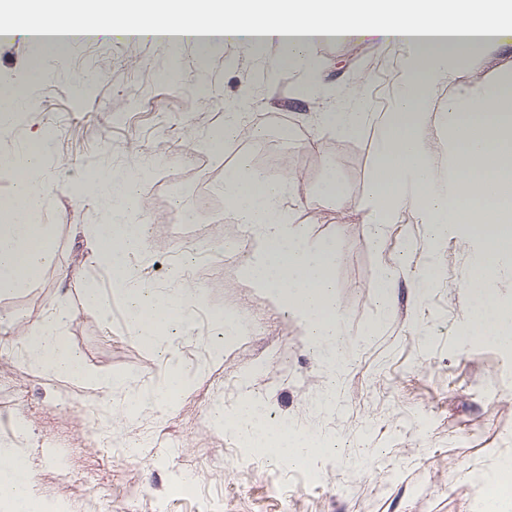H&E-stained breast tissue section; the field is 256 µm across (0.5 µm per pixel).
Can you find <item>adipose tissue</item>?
<instances>
[{
  "instance_id": "obj_1",
  "label": "adipose tissue",
  "mask_w": 512,
  "mask_h": 512,
  "mask_svg": "<svg viewBox=\"0 0 512 512\" xmlns=\"http://www.w3.org/2000/svg\"><path fill=\"white\" fill-rule=\"evenodd\" d=\"M105 0H29L0 8V23L35 33L48 15L84 34L94 29ZM116 36L151 37L209 45L213 39L251 51L276 45L282 61L299 71L319 70L310 47L320 41H349L377 31L383 44L398 42L411 53L386 112L380 113L373 142L374 166L361 201L364 221L376 244L387 226L405 214L423 224L428 246L454 234L472 241L470 340L512 351V303L498 302L491 284L512 267V68L493 81L471 85L469 72L485 70L496 51L512 46V0H120L111 10ZM441 113L448 134V168L439 170L425 136L428 115ZM51 146L42 137L21 151L0 157V169L14 174L16 190L0 199V292L31 287L55 248L51 225L42 223L47 194L42 157ZM225 218L248 242L242 268L246 279L298 319L330 373L346 363L329 245L311 240L299 218V181L270 179L241 159L220 185ZM143 183L122 169L92 172L84 192L98 198L111 220L87 236L98 266L110 276L112 292L96 284L84 288L88 310L109 319L112 294L126 305V324L149 344L161 343L167 328L185 319L197 303L194 289L163 296L148 288L132 261L147 249L148 227L129 222L126 205L142 199ZM66 312L55 309L33 328L26 356L44 373L87 379L108 395L122 398L126 413L141 406L171 405L186 386L184 369L168 357L163 377L138 394L124 379L87 376L79 354L63 337ZM253 399L232 410L216 404L219 428L256 441L269 453L297 461L312 457L321 441L308 434L263 430ZM18 451L0 452V512H45L19 463Z\"/></svg>"
}]
</instances>
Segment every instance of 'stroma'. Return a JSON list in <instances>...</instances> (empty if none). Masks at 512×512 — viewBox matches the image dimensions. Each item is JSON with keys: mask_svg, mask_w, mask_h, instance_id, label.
I'll return each mask as SVG.
<instances>
[{"mask_svg": "<svg viewBox=\"0 0 512 512\" xmlns=\"http://www.w3.org/2000/svg\"><path fill=\"white\" fill-rule=\"evenodd\" d=\"M36 49L22 30L0 41V91L20 90L28 99L20 130L0 137V155L43 128L56 134L44 166L51 203L43 215L54 227L55 251L31 288L0 294V315L14 318L0 332V391L12 390L0 403L12 431L0 443L20 450L36 495L61 512H474L471 473L492 474L512 458V354L463 339L471 322L468 241L450 237L427 250L422 224L407 214L375 248L358 207L373 165V130L319 133L311 121L319 102L304 92L308 73L289 71L272 46L246 53L188 40L174 48L119 39L104 25L48 52L42 79L29 69ZM310 51L323 66L322 100L367 73L377 112L410 53L373 35L323 41ZM99 69L101 80L84 81L86 71ZM246 99L252 113L281 116L262 134L288 133L282 156L302 180L300 218L312 238L333 248L351 364L332 381L298 320L245 279L242 256L227 252L241 236L236 224L197 217L191 250L167 224L194 209L198 193L214 190L242 156L232 142L225 148L232 161L215 166L206 138L223 124L227 103ZM159 154L181 163L146 176L150 236L138 272L148 287L170 293L174 269L183 268L200 297L189 319L170 327L163 349L128 329L121 298H113L108 324L86 309L84 283L102 273L80 228L98 223L101 206L72 192L95 169ZM331 174L349 189L350 207L323 205L316 189ZM382 268L395 276L385 304L373 288ZM423 274L429 291L422 300L415 286ZM60 306L69 315L64 338L89 373L127 378L136 389L157 380L167 350L177 352L191 380L173 408L129 415L85 381L48 376L26 362L31 329ZM225 311L240 327L232 341L219 318ZM219 344L224 356L211 360ZM329 382L336 404L317 407ZM247 389L263 401V427L329 436L334 451L296 465L216 428L214 404L236 407Z\"/></svg>", "mask_w": 512, "mask_h": 512, "instance_id": "1", "label": "stroma"}]
</instances>
